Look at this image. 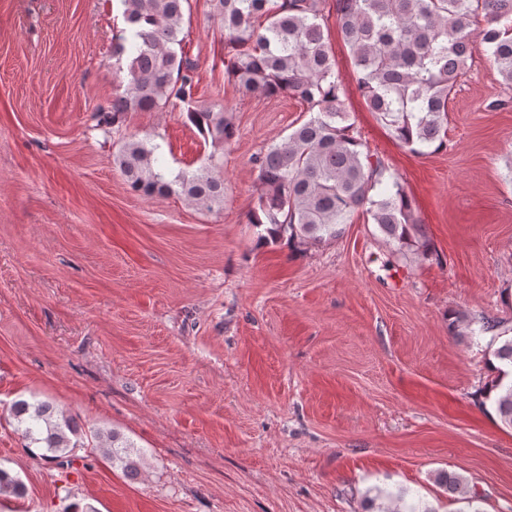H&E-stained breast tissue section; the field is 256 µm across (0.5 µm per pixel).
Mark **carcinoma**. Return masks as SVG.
Instances as JSON below:
<instances>
[{
    "label": "carcinoma",
    "mask_w": 512,
    "mask_h": 512,
    "mask_svg": "<svg viewBox=\"0 0 512 512\" xmlns=\"http://www.w3.org/2000/svg\"><path fill=\"white\" fill-rule=\"evenodd\" d=\"M188 0H120L127 36L115 42L112 57L126 64L128 82L112 99V122L133 111L179 107L185 122L214 147L236 135L226 109L197 98L194 61L179 35ZM322 0H216L215 17L224 42L233 48L228 77L246 95L291 94L307 105L310 119L280 144L259 153L260 189L248 221L265 227L264 239L287 238L319 245L338 238L362 211L389 243L429 250L426 228L411 197L381 158L364 149L344 111L345 85L325 43ZM336 26L349 47L352 72L369 111L393 137L419 155L445 143L448 102L472 58L471 26L483 17L489 57L512 90V0H336ZM159 146L130 137L113 155L129 187L150 197L178 194L209 211L224 204V179L213 164L170 179L159 166ZM500 321L481 317L480 332L492 333L487 355L501 364L483 390L494 399L502 426L512 430V336ZM28 444L43 449L42 459L72 465L70 453L81 434L72 418L48 401L17 399L9 407ZM97 447L113 467L138 474L131 444L115 432L94 433ZM435 481L448 495L467 501L478 496L462 476L440 471ZM25 485L0 468V495L21 497Z\"/></svg>",
    "instance_id": "carcinoma-1"
}]
</instances>
